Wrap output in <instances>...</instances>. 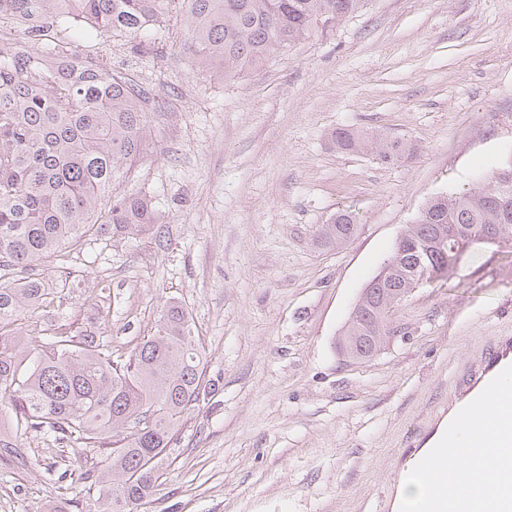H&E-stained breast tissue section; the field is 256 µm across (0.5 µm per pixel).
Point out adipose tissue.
<instances>
[{
	"instance_id": "ef3b65f1",
	"label": "adipose tissue",
	"mask_w": 512,
	"mask_h": 512,
	"mask_svg": "<svg viewBox=\"0 0 512 512\" xmlns=\"http://www.w3.org/2000/svg\"><path fill=\"white\" fill-rule=\"evenodd\" d=\"M475 423H468L458 431L454 451L449 456V467L455 473L448 489L461 496L487 492L492 480L488 474V451L474 442ZM415 459H408L401 471L393 500L394 512H420L429 486L416 471Z\"/></svg>"
}]
</instances>
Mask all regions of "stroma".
Instances as JSON below:
<instances>
[{
	"mask_svg": "<svg viewBox=\"0 0 512 512\" xmlns=\"http://www.w3.org/2000/svg\"><path fill=\"white\" fill-rule=\"evenodd\" d=\"M150 47L59 34L146 93L149 144L115 182L150 195L158 224L36 266L56 293L33 340L94 329L126 362L178 299L200 338L205 395L159 461L142 512H392L403 463L448 412L490 342L512 337V246L477 243L448 280L394 308L371 360L336 339L363 288L432 197L512 163V0H362L262 67L198 72L184 20ZM352 128L398 140L394 160L343 152ZM352 212L355 235L313 234ZM0 463V512H97L82 470L40 433Z\"/></svg>",
	"mask_w": 512,
	"mask_h": 512,
	"instance_id": "stroma-1",
	"label": "stroma"
}]
</instances>
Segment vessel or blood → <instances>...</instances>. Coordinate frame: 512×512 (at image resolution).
Listing matches in <instances>:
<instances>
[{
	"label": "vessel or blood",
	"instance_id": "1",
	"mask_svg": "<svg viewBox=\"0 0 512 512\" xmlns=\"http://www.w3.org/2000/svg\"><path fill=\"white\" fill-rule=\"evenodd\" d=\"M505 371L512 372V342L507 340L486 349L463 381L467 393L478 398L489 392L495 400L492 413L474 433L490 451L492 492L468 499L449 493L447 451L456 437L451 424L442 431L438 447L421 460L419 473L429 485L421 512H512V392L495 388L498 375Z\"/></svg>",
	"mask_w": 512,
	"mask_h": 512
}]
</instances>
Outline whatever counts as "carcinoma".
Segmentation results:
<instances>
[{"instance_id":"carcinoma-1","label":"carcinoma","mask_w":512,"mask_h":512,"mask_svg":"<svg viewBox=\"0 0 512 512\" xmlns=\"http://www.w3.org/2000/svg\"><path fill=\"white\" fill-rule=\"evenodd\" d=\"M361 0H0V19L33 41L53 43L62 26H78L108 40L135 39L185 5L189 50L199 69H224L227 79L262 66L314 30L329 31ZM143 90L99 63L62 51L31 54L0 41V269L25 272L63 262V248L109 231L122 237L159 223L152 199L114 193L127 160L150 135ZM336 147L358 151L368 139L347 128ZM356 230L348 213L316 229L314 239L336 247ZM490 235L512 241V164L459 195L430 199L401 234L386 275L371 279L356 303L353 353L366 360L381 348L371 329L387 321L394 291L412 285L423 263L447 278L459 241ZM0 274V460L26 464L24 438L39 432L76 460L89 448L111 458L96 475L100 512H140L160 478L157 456L170 447L180 421L205 394L201 351L190 316L168 303L154 335L123 364L93 331L60 330L29 345L23 320L46 311L53 289L24 276Z\"/></svg>"}]
</instances>
